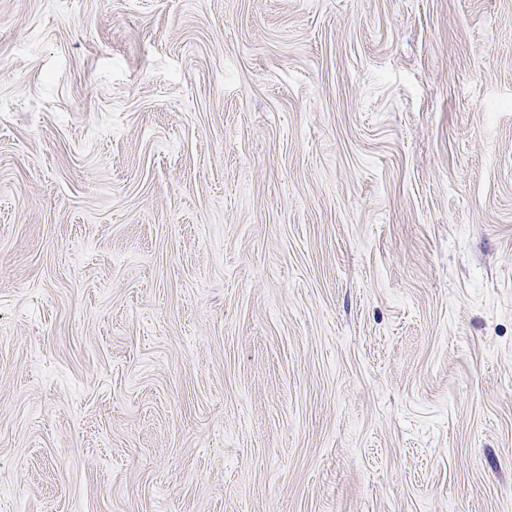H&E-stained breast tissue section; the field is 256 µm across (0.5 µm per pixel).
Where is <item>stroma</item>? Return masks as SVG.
<instances>
[{"instance_id":"obj_1","label":"stroma","mask_w":512,"mask_h":512,"mask_svg":"<svg viewBox=\"0 0 512 512\" xmlns=\"http://www.w3.org/2000/svg\"><path fill=\"white\" fill-rule=\"evenodd\" d=\"M0 512H512V0H0Z\"/></svg>"}]
</instances>
